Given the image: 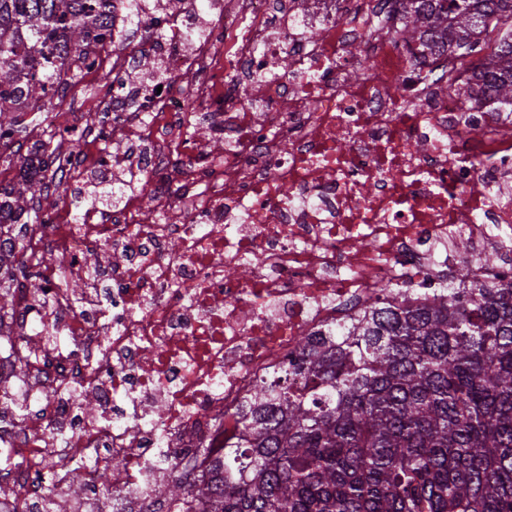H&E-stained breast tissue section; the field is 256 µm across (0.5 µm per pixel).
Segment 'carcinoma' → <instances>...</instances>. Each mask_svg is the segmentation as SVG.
Returning a JSON list of instances; mask_svg holds the SVG:
<instances>
[{"label": "carcinoma", "mask_w": 512, "mask_h": 512, "mask_svg": "<svg viewBox=\"0 0 512 512\" xmlns=\"http://www.w3.org/2000/svg\"><path fill=\"white\" fill-rule=\"evenodd\" d=\"M396 35L418 50L464 62L443 78L478 103L512 114V0H399ZM112 41V0H0V149L26 138L55 91ZM81 136L41 144L77 153ZM45 181L0 186V225L39 224ZM119 196L106 184L75 196V219ZM460 262L446 289L420 306L381 285L379 301L351 322L298 338V354L256 380L224 411V446L201 448L214 479L154 485L144 512H512V279L469 282L470 266H496L454 239ZM112 255L85 258L98 277ZM21 275L43 283L24 256L0 250V321ZM27 357L54 344L27 338Z\"/></svg>", "instance_id": "carcinoma-1"}]
</instances>
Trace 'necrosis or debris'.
I'll return each instance as SVG.
<instances>
[{"label":"necrosis or debris","mask_w":512,"mask_h":512,"mask_svg":"<svg viewBox=\"0 0 512 512\" xmlns=\"http://www.w3.org/2000/svg\"><path fill=\"white\" fill-rule=\"evenodd\" d=\"M395 9L394 0H210L206 35L190 45L177 25L196 17L193 0H141L135 12L114 0L120 49L101 47L89 66L112 86L96 95L103 121L84 125L64 87L45 117L47 130H74L100 149L89 163L61 155L48 166L63 184L27 228L41 251L69 262L43 269L42 300L13 290L15 353L0 356V389L25 397L28 414L20 427L0 421V512H137L149 475L136 465L164 439L174 442L169 458L208 478L198 448L222 446L225 407L294 357L298 337L356 318L382 281L424 302L459 264L454 236L476 254L503 245L512 122L466 111L456 88L430 81L431 58L394 33ZM160 30L149 56L132 53ZM173 56L192 82L128 84L132 68ZM285 59L287 74L271 77ZM120 162L139 170L145 193L76 223L73 196ZM93 251L113 256L101 271L105 315L76 308L64 287ZM246 261V277H228ZM36 325L75 347L41 352L25 377L17 356ZM45 381L92 387L106 423L88 421L75 399H41ZM89 448L74 498L73 464ZM116 459L124 466L106 500L97 473Z\"/></svg>","instance_id":"necrosis-or-debris-1"}]
</instances>
